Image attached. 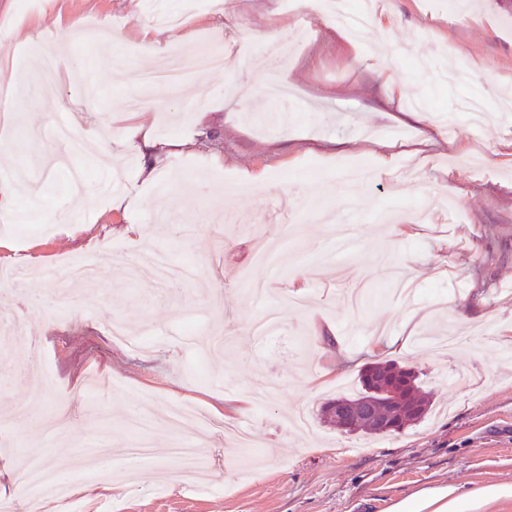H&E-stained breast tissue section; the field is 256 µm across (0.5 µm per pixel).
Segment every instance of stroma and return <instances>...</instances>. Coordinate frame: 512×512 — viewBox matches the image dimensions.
I'll list each match as a JSON object with an SVG mask.
<instances>
[{
  "label": "stroma",
  "instance_id": "1",
  "mask_svg": "<svg viewBox=\"0 0 512 512\" xmlns=\"http://www.w3.org/2000/svg\"><path fill=\"white\" fill-rule=\"evenodd\" d=\"M152 23L129 0H41L27 15L0 0V40L19 45L25 74L0 114V176L22 169L32 185L24 222H0V269L28 272L0 292V333L22 312L43 340L0 356V499L17 500L34 455L73 488L40 512H389L425 489L512 486V14L499 0H370L353 37L307 0H224L220 13L196 0L173 51L218 49L227 64L175 94L112 68L117 55L157 67L140 47ZM273 78L299 98L271 101ZM392 84L421 120L401 117ZM77 101L105 139L139 120L172 150L117 155L123 179L102 192L81 132L51 138ZM150 165L173 179L167 197L143 186ZM127 193L132 214L110 205ZM37 209L66 220L35 222ZM348 224L358 248L344 255ZM261 244L275 266L256 263ZM74 256L97 270L94 304L66 279ZM287 296L301 305L281 337L257 339L251 322ZM116 320L133 343L112 338ZM36 357L44 389L12 385ZM385 361L417 372L429 416L388 436L318 420L339 381ZM172 402L194 419L161 425ZM21 407L36 420L15 422ZM137 436L160 449L150 469L126 452ZM177 441L202 449V488L176 480L163 449Z\"/></svg>",
  "mask_w": 512,
  "mask_h": 512
}]
</instances>
